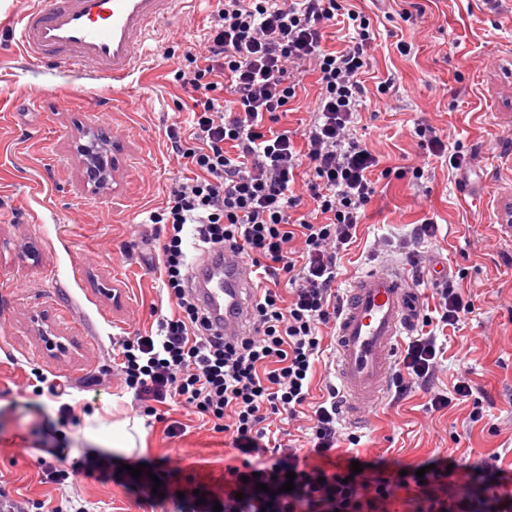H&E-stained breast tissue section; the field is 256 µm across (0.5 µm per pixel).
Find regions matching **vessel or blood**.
<instances>
[{
    "instance_id": "b4317fda",
    "label": "vessel or blood",
    "mask_w": 512,
    "mask_h": 512,
    "mask_svg": "<svg viewBox=\"0 0 512 512\" xmlns=\"http://www.w3.org/2000/svg\"><path fill=\"white\" fill-rule=\"evenodd\" d=\"M187 0H39L13 30L26 58L81 75L119 82L148 54V40L170 24ZM255 293L248 263L225 251L199 301L225 335H240ZM407 274L373 267L353 277L341 304L334 365L342 415L361 419L384 397L396 346L416 319Z\"/></svg>"
}]
</instances>
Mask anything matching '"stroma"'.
<instances>
[{
    "label": "stroma",
    "instance_id": "stroma-1",
    "mask_svg": "<svg viewBox=\"0 0 512 512\" xmlns=\"http://www.w3.org/2000/svg\"><path fill=\"white\" fill-rule=\"evenodd\" d=\"M350 2L375 33L358 129L390 175L377 181L336 287L377 266L413 273L417 251L426 270L455 276L475 311L439 336L434 384L449 393L464 377L473 394L440 411L415 386L385 398L362 425L342 424L336 455L354 436L361 456L393 468L451 449L465 466L512 469V0L493 14L484 0ZM36 3L0 0V489L67 507L68 489L45 482L39 461L62 448L80 467L111 468L120 452L94 453L82 436L94 414L140 419L145 456L180 463L161 474L171 486L219 490L228 438L171 402L143 414L115 359L118 340L156 331L173 307L164 227L147 218L185 175L169 136L191 116L172 58L203 39L217 2L194 0L117 84L27 62L12 24ZM386 80L392 91L379 94ZM421 128L440 137L444 156L424 149ZM88 141L105 152L106 188L84 177L78 146ZM459 150L473 162L456 170L448 157ZM419 165L423 177H408ZM426 218L436 235L415 245ZM38 376L47 390L33 406L27 385ZM170 420L183 424L180 436L166 434ZM77 489L89 512H177L171 498L141 500L129 485L82 477Z\"/></svg>",
    "mask_w": 512,
    "mask_h": 512
}]
</instances>
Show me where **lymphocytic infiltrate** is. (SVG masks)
Here are the masks:
<instances>
[{
	"mask_svg": "<svg viewBox=\"0 0 512 512\" xmlns=\"http://www.w3.org/2000/svg\"><path fill=\"white\" fill-rule=\"evenodd\" d=\"M344 25L350 45L322 46L325 28ZM374 36L370 20L342 0H218L198 47L179 59L175 77L193 102L187 137L174 138L177 157L195 178L176 182L150 221L168 227L162 246L165 286L176 305L156 334L120 342V375L136 401L174 402L227 434L237 459L224 469L222 493L197 499L185 491L182 512H391L397 492L414 488V512H512V473L470 470L453 457L436 458L424 477L363 461L333 462L340 401L326 382L312 401L323 329L339 313L336 280L341 254L376 194L379 159L357 136V118ZM313 74L319 87L313 120L303 134L277 129ZM307 167L304 193L295 189ZM192 226L202 249L224 247L242 255L258 277L245 335L225 339L197 303L189 277L183 231ZM292 290L283 299L280 284ZM438 316L422 328L394 364V386L419 385L434 410L472 396L468 380L453 395L433 389L444 354L433 324L457 327L475 305L455 281L439 291ZM310 417V463L299 449L268 439L271 418ZM293 491H283L288 473Z\"/></svg>",
	"mask_w": 512,
	"mask_h": 512,
	"instance_id": "f902f5d3",
	"label": "lymphocytic infiltrate"
}]
</instances>
